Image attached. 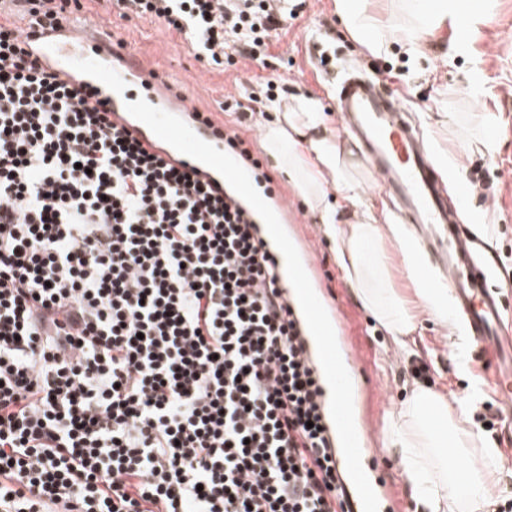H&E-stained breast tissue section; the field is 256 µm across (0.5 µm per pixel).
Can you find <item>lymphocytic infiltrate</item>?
I'll return each mask as SVG.
<instances>
[{"mask_svg": "<svg viewBox=\"0 0 512 512\" xmlns=\"http://www.w3.org/2000/svg\"><path fill=\"white\" fill-rule=\"evenodd\" d=\"M0 17V512H345L324 389L255 217ZM223 71L288 0H112Z\"/></svg>", "mask_w": 512, "mask_h": 512, "instance_id": "lymphocytic-infiltrate-1", "label": "lymphocytic infiltrate"}]
</instances>
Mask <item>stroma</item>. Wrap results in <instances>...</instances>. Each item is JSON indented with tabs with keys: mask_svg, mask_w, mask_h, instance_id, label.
I'll use <instances>...</instances> for the list:
<instances>
[{
	"mask_svg": "<svg viewBox=\"0 0 512 512\" xmlns=\"http://www.w3.org/2000/svg\"><path fill=\"white\" fill-rule=\"evenodd\" d=\"M335 0H299V16L274 37L265 63L237 60L224 72L206 71L177 34L143 19L125 20L108 10L103 0H81V16L112 28L155 70L161 91L186 94L192 109L212 118L216 126L235 128L250 153L249 160L233 157L236 169L255 182L258 192L287 202L282 227L298 263L310 267L311 284L322 295L329 320L339 321L341 334L357 362L361 385L357 410L371 432L367 463L372 475L385 481L384 493L397 512H413L410 491L398 458L384 442V427L415 385L411 367H426L424 381L449 399L463 397L468 388H480L489 401L487 418L504 407L492 391L480 387L483 364L475 342L466 341L468 370L459 372L453 358L456 337L421 316L409 343L406 363L396 360L398 347L353 296L334 260L321 224L310 207L279 176L263 180L268 167L253 120L234 125L222 111L225 100L250 91L264 96L266 80L276 81L280 98L301 91L319 98L331 127H338L332 87L349 67L360 64L395 90L426 137L437 138L461 167L462 187H450L452 203L463 222L495 251L496 285L512 313V0H493L490 25L471 28L466 41L445 29L429 38L422 58L401 46L372 54L354 42L334 7ZM495 116L499 139L493 153L470 149L468 132L486 116Z\"/></svg>",
	"mask_w": 512,
	"mask_h": 512,
	"instance_id": "obj_1",
	"label": "stroma"
}]
</instances>
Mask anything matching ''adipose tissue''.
<instances>
[{
  "mask_svg": "<svg viewBox=\"0 0 512 512\" xmlns=\"http://www.w3.org/2000/svg\"><path fill=\"white\" fill-rule=\"evenodd\" d=\"M337 14L350 37L367 51L379 53L393 43L420 55L426 37L460 20L489 24L490 0H402L395 26H385L370 0H335ZM292 109L262 120L261 147L269 162L283 172L297 193L318 210L337 266L355 297L394 343L405 344L425 313L450 335L460 332L447 288L435 282L406 225L393 224L385 212L365 202L361 184L340 155V137L328 128L318 100L300 93ZM356 214L352 224L336 221V200ZM392 243L414 284L415 301L402 297L391 284L384 245ZM465 403H449L425 383H416L392 414L386 439L400 460L416 512H480L485 498L484 475L459 465L475 445L464 425Z\"/></svg>",
  "mask_w": 512,
  "mask_h": 512,
  "instance_id": "ef3b65f1",
  "label": "adipose tissue"
}]
</instances>
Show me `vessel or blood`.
Segmentation results:
<instances>
[{"label": "vessel or blood", "mask_w": 512, "mask_h": 512, "mask_svg": "<svg viewBox=\"0 0 512 512\" xmlns=\"http://www.w3.org/2000/svg\"><path fill=\"white\" fill-rule=\"evenodd\" d=\"M85 30V24L77 23L68 26L60 39L40 35L37 52L64 70L92 78L102 97L111 100L114 119L137 136L164 145L171 156L222 179L223 144L203 125L178 119L183 105L175 96L158 93L152 66L129 52L120 63H111L102 38L87 36ZM335 95L345 133L361 141L379 188L391 195L400 215L429 249L471 338L488 350V388L511 405L512 332L503 326L501 291L489 280L497 264L495 253L460 227L421 131L395 93L372 73L356 70L337 82ZM297 285L313 344L321 352L322 369L338 392L329 406L336 415V445L343 450L340 462L355 479L364 450L346 412L350 356L337 352L326 334L322 306L306 280L298 279Z\"/></svg>", "instance_id": "vessel-or-blood-1"}]
</instances>
